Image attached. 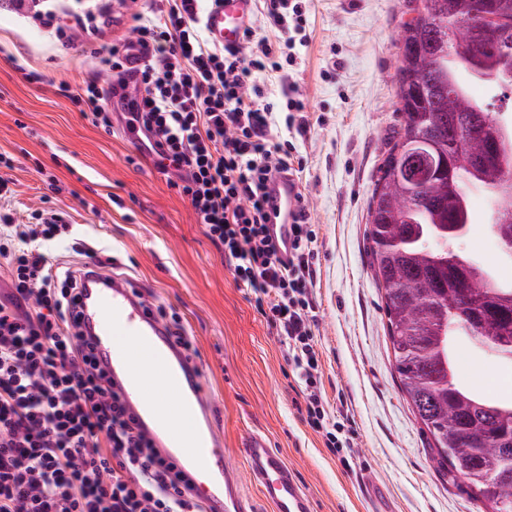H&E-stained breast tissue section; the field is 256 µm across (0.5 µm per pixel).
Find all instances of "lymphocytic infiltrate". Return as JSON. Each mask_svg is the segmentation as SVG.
Listing matches in <instances>:
<instances>
[{
  "instance_id": "f902f5d3",
  "label": "lymphocytic infiltrate",
  "mask_w": 512,
  "mask_h": 512,
  "mask_svg": "<svg viewBox=\"0 0 512 512\" xmlns=\"http://www.w3.org/2000/svg\"><path fill=\"white\" fill-rule=\"evenodd\" d=\"M166 13L134 14L128 47L88 39L99 69L121 71L141 49L142 94L121 117L141 151L175 172L181 192L223 252L235 283L275 326L304 403V419L330 448L350 430L322 385L312 285L316 233L307 208L281 251L268 230L269 182L298 180L293 128L305 105L289 97L278 120L253 90L256 75L279 72V46L246 29L249 52L213 46L200 0H168ZM59 215L17 224L0 215V259L11 290L0 299V512H204L176 466L125 419L110 372L100 367L76 312L80 278H58L35 242L61 235Z\"/></svg>"
}]
</instances>
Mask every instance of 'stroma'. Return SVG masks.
Listing matches in <instances>:
<instances>
[{"label": "stroma", "instance_id": "stroma-1", "mask_svg": "<svg viewBox=\"0 0 512 512\" xmlns=\"http://www.w3.org/2000/svg\"><path fill=\"white\" fill-rule=\"evenodd\" d=\"M310 39L263 77L266 101L284 108L302 95L306 130L293 141L302 157L300 189L317 232L315 333L328 400L347 418L348 447L327 448L303 420L276 330L255 309L206 237L175 174L161 173L120 125L104 131L73 101L89 83L111 101L132 95L116 74L99 71L74 18L91 22L101 44L132 36L133 13L150 16L160 0H46L53 27L26 7H0V177L11 195L0 212L31 223L58 211L70 225L65 246H46L59 269L113 258L154 304L178 319L214 405L228 461L245 471L240 444L269 437L314 501L313 512H370L363 482L376 480L394 512H481L450 484L402 393L387 319L370 258L368 207L376 173L397 123L396 34L414 0H301ZM475 222L450 247L512 282L490 230V202L471 196ZM463 381L512 399L502 374L512 366L461 337Z\"/></svg>", "mask_w": 512, "mask_h": 512}]
</instances>
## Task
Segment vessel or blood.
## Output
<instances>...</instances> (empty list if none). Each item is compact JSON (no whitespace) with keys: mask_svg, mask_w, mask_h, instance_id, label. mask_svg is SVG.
<instances>
[{"mask_svg":"<svg viewBox=\"0 0 512 512\" xmlns=\"http://www.w3.org/2000/svg\"><path fill=\"white\" fill-rule=\"evenodd\" d=\"M254 0H214L202 22L216 47L240 46ZM278 215L273 236L288 243L299 187L285 178L270 185ZM78 311L82 330L98 360L112 375L128 416L136 428L165 449L192 484L208 479L200 498L205 512H252L240 488L237 470L224 457L212 404L200 373L185 356L165 322L124 277L103 274L94 264L83 269ZM249 473L272 512H312V499L286 459L260 435L243 447Z\"/></svg>","mask_w":512,"mask_h":512,"instance_id":"obj_1","label":"vessel or blood"}]
</instances>
